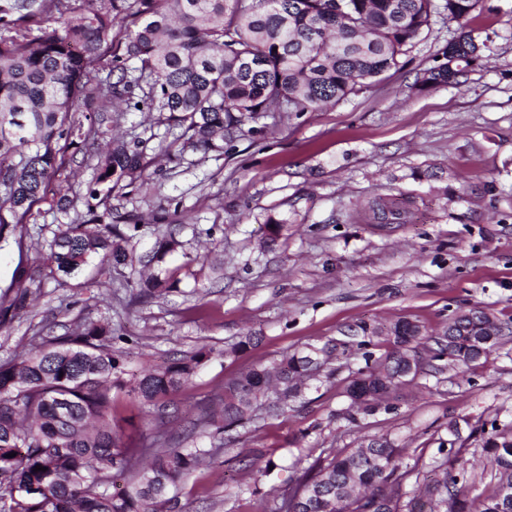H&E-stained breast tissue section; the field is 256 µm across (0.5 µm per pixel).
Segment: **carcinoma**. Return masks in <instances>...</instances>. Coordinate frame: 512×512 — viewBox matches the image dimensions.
Listing matches in <instances>:
<instances>
[{"label": "carcinoma", "instance_id": "cac0c4a2", "mask_svg": "<svg viewBox=\"0 0 512 512\" xmlns=\"http://www.w3.org/2000/svg\"><path fill=\"white\" fill-rule=\"evenodd\" d=\"M476 0H0V242L14 240L19 261L0 292V324L34 304L49 279L69 277L93 261L99 272L136 262L137 224L112 222V194L144 184L149 160L142 141L113 139L96 152L103 125L135 89L167 126L176 156L224 151V142L276 106L311 112L347 99L402 67L400 58L430 30L438 10L465 27ZM482 58L470 33L448 41L443 58L423 70L421 92L455 82ZM84 111L85 121L72 116ZM94 161L86 192L54 189L77 155ZM114 172H109V169ZM47 204L70 216L39 243L43 267L24 262L27 221ZM381 223L403 219V202L380 197ZM153 259L179 245L172 230L157 229ZM175 273L138 271L126 287L161 297L176 287ZM485 312L461 310L435 344L457 372L490 354L500 337L483 333ZM361 336H385V359L358 372L346 389L351 407L366 410L414 378L426 349L420 324L399 319L386 327L359 326ZM107 324L89 323L69 335L47 337L0 365V512H173L182 481L211 454L185 449L194 436L157 431L128 446L112 427V389L124 390L145 415L192 382L202 347L193 355L144 370L130 379L126 358L110 348ZM336 345L292 353L252 367L230 381L198 425L217 439L243 425L274 382L268 404L279 414L299 399ZM496 484L482 500L469 483L443 478L427 495L406 502L397 448L384 437L341 453L283 497L280 512H512V424L493 427L483 443ZM16 456L11 457L9 453ZM45 467L34 471L35 466ZM127 488L110 491L115 475Z\"/></svg>", "mask_w": 512, "mask_h": 512}]
</instances>
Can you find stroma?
Returning <instances> with one entry per match:
<instances>
[{"instance_id":"1","label":"stroma","mask_w":512,"mask_h":512,"mask_svg":"<svg viewBox=\"0 0 512 512\" xmlns=\"http://www.w3.org/2000/svg\"><path fill=\"white\" fill-rule=\"evenodd\" d=\"M472 17L483 59L457 84L413 89L457 32L438 16L401 70L333 106L268 113L264 131L243 133L220 155L167 162L158 154L165 126L147 108L125 112L118 132L144 140L150 163L146 188L114 198L113 214L140 225L145 259L155 224L176 225L180 245L162 265L180 283L131 306L126 268L108 282L91 265L67 287L47 282L32 311L0 328V363L31 350L35 334L91 322L110 325L131 371L211 348L191 388L162 412L143 416L116 394L124 440L135 444L157 428H191L238 373L334 339L335 356L288 411L271 417L259 407L225 432L214 464L186 478L176 512H278L315 463L373 437L400 448L405 492L443 463L449 475L474 476L470 497L489 494L483 429L512 421V0H477ZM384 195L405 201V222L374 220L371 205ZM271 220L282 230L269 242ZM473 306L508 329L492 353L463 375L435 361L395 399L368 413L351 408L347 384L389 350L376 337L359 343V325L407 317L435 337ZM247 334L253 345L225 355ZM452 425L465 447L450 446Z\"/></svg>"}]
</instances>
